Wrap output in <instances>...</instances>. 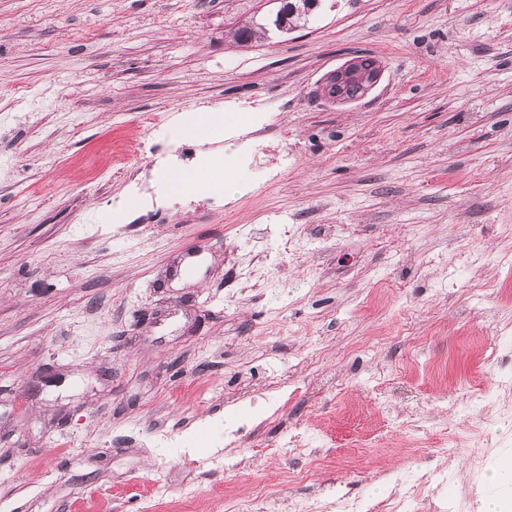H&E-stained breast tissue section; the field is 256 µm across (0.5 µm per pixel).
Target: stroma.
I'll return each mask as SVG.
<instances>
[{"label":"stroma","mask_w":512,"mask_h":512,"mask_svg":"<svg viewBox=\"0 0 512 512\" xmlns=\"http://www.w3.org/2000/svg\"><path fill=\"white\" fill-rule=\"evenodd\" d=\"M269 10L0 0V512H293L421 477L409 512L498 497L512 0H322L233 42ZM360 55L367 96H316ZM202 110L223 137L171 144ZM204 152L238 192L161 191ZM316 1L317 0H288L285 3H281L279 9H277L266 22L263 20V23H258L252 18L248 22L238 26L232 33L233 40L236 43L260 41L267 35L268 28L277 30V24L283 26L284 29L288 31L303 27L310 21V18L314 16L316 10L320 7L316 8L318 5L315 4ZM278 10H280L279 14ZM279 30L282 31L283 29L279 28ZM246 43H242L240 46L247 45Z\"/></svg>","instance_id":"1"}]
</instances>
